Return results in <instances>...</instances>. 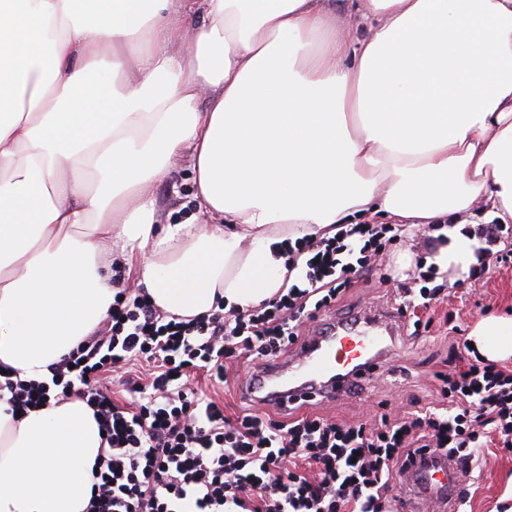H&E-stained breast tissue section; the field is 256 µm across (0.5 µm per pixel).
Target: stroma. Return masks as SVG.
Instances as JSON below:
<instances>
[{
  "instance_id": "stroma-1",
  "label": "stroma",
  "mask_w": 512,
  "mask_h": 512,
  "mask_svg": "<svg viewBox=\"0 0 512 512\" xmlns=\"http://www.w3.org/2000/svg\"><path fill=\"white\" fill-rule=\"evenodd\" d=\"M495 250L501 260L483 278L462 276L438 302L406 314L400 326L404 340L390 357L391 373L375 378L362 391L313 406L312 414L371 425L385 413L400 416L437 404L440 395L433 375L447 370L452 344L467 340L479 319L512 312V246L500 242ZM405 251L420 264L433 247L420 231L387 241L372 268L340 300L322 311L321 319L383 311L394 302L399 289L421 288V281L402 275L396 268L397 256ZM418 320L424 323L419 330L414 327ZM483 459L481 472L469 480L460 512H512V453L492 445L485 449Z\"/></svg>"
}]
</instances>
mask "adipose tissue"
<instances>
[{
    "label": "adipose tissue",
    "instance_id": "obj_1",
    "mask_svg": "<svg viewBox=\"0 0 512 512\" xmlns=\"http://www.w3.org/2000/svg\"><path fill=\"white\" fill-rule=\"evenodd\" d=\"M0 0V512H85L103 442L49 366L91 336L121 257L187 321L289 287L280 245L383 218L441 225L460 277L475 205L512 223V0ZM187 160L198 206L155 194ZM512 359V316L475 324ZM0 378V400H6L13 415H16L18 410L23 412L30 407L46 403L49 398V389L45 384L21 380L8 372H1Z\"/></svg>",
    "mask_w": 512,
    "mask_h": 512
}]
</instances>
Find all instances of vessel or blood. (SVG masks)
I'll list each match as a JSON object with an SVG mask.
<instances>
[{
  "mask_svg": "<svg viewBox=\"0 0 512 512\" xmlns=\"http://www.w3.org/2000/svg\"><path fill=\"white\" fill-rule=\"evenodd\" d=\"M400 308L384 315H357L333 322L324 335H313L294 347L289 359L249 375L247 399L267 397L281 411L332 401L355 382H365L383 367L382 357L397 344ZM469 474L456 458L429 455L410 471L409 496L418 505L412 512H456Z\"/></svg>",
  "mask_w": 512,
  "mask_h": 512,
  "instance_id": "1",
  "label": "vessel or blood"
}]
</instances>
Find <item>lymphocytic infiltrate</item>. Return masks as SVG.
Segmentation results:
<instances>
[{"mask_svg":"<svg viewBox=\"0 0 512 512\" xmlns=\"http://www.w3.org/2000/svg\"><path fill=\"white\" fill-rule=\"evenodd\" d=\"M392 231L343 224L332 237L288 244L295 282L245 313L219 308L185 322L122 289L107 327L51 365V384L7 372L0 400L23 411L45 403L54 385L93 409L107 446L92 469L87 512H393L392 483L420 453L476 470L487 437L512 448L511 370L474 358L438 374L447 406L373 427L257 412L231 420L190 386L193 371L219 386L240 360H274L297 345L303 319L332 306ZM138 362L150 372L127 377L132 400L118 405L107 375Z\"/></svg>","mask_w":512,"mask_h":512,"instance_id":"obj_1","label":"lymphocytic infiltrate"}]
</instances>
